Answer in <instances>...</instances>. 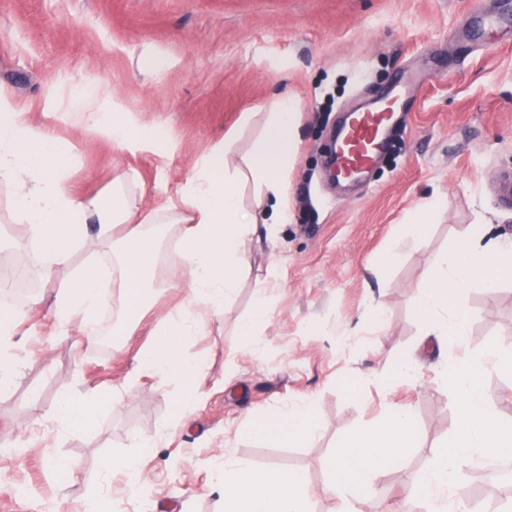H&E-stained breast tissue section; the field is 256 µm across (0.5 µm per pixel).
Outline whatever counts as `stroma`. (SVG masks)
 <instances>
[{
  "label": "stroma",
  "instance_id": "1",
  "mask_svg": "<svg viewBox=\"0 0 512 512\" xmlns=\"http://www.w3.org/2000/svg\"><path fill=\"white\" fill-rule=\"evenodd\" d=\"M477 0H0V89L36 124L75 142L70 184L98 193L122 172L140 177L144 207L176 198L196 160L228 132L240 163L281 95L300 112L297 157L288 182L290 223L272 240L244 245L247 265L223 317L185 346L202 360L201 399L169 435L175 382L135 372V357L180 301L183 272L169 260L171 287L123 339L122 350L87 340L79 322L57 326L54 292L19 303L12 338L19 371L0 387V512H40L45 500L79 512L103 494L105 512H214L215 472L224 463L305 473L315 489L306 512H427L408 486L455 424L451 400L433 389L449 357L488 347L512 353V278L495 294L460 295L468 313L463 346L436 348L415 308L437 255L485 227L512 239V0H486L497 27L477 20ZM158 49L162 81L138 67ZM407 80L411 109L366 186L332 182L328 150L341 116ZM108 87L170 144L131 152L78 135L62 108L78 90ZM253 122L240 127L242 113ZM437 206L425 233L405 237L412 213ZM397 245L389 269L381 264ZM264 299L269 316L255 345L242 347L241 320ZM384 317L375 321L376 303ZM421 364L417 384L387 382L397 357ZM95 387L111 406L56 435L62 396ZM316 405L318 432L281 445L252 433L260 417L303 399ZM409 403L418 445L380 479L374 499L342 501L324 487V461L349 435L380 425ZM156 442L141 466L144 495L126 493L106 458L132 454L133 438ZM24 453H14L20 442ZM70 463L67 472L55 464Z\"/></svg>",
  "mask_w": 512,
  "mask_h": 512
}]
</instances>
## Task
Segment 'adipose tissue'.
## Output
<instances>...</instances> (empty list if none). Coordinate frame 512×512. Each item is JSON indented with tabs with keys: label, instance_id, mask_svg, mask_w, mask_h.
I'll return each mask as SVG.
<instances>
[{
	"label": "adipose tissue",
	"instance_id": "ef3b65f1",
	"mask_svg": "<svg viewBox=\"0 0 512 512\" xmlns=\"http://www.w3.org/2000/svg\"><path fill=\"white\" fill-rule=\"evenodd\" d=\"M67 122L129 151L149 150L166 140L162 128L141 125L133 113L119 111L104 89L79 99L69 109ZM298 129L295 105L281 99L267 113L261 138L241 163L230 164L233 137L225 135L223 143L198 159L177 199L146 211L136 195L138 176L132 170L113 181L106 192L75 194L68 183L74 144L62 141L51 127L28 121L11 95L0 90V187L12 192L11 221L28 227L27 238L13 241L11 247L18 252L32 248L43 255L39 275L43 282L58 286L53 308L58 324L79 320L84 336L91 338L99 334L100 315L110 307L100 266L77 270L71 265L85 241L109 249L112 281L125 296L124 310L112 319L116 336L122 334L125 321L165 290L167 283L158 267L167 252L175 251L181 261L184 298L168 311L154 340L137 359L140 372L181 383L175 412L162 424V431L173 429L201 395L185 380L198 377L202 365L188 358L183 348L223 314L245 266L244 239L272 234L275 225L290 221L288 174ZM246 182L254 187L258 211L247 210L242 203L240 187ZM511 276L512 241L487 242L482 236L465 234L436 259L432 275L417 292V314L426 327L463 341L461 322L467 314L456 306V298L471 288L496 292L499 281ZM490 364L511 368L512 354L490 348L447 362L436 377L438 389L454 403L456 426L413 486L432 512H447V494L457 485L464 466L512 460V421L497 415L481 380ZM104 405L97 389H73L59 402L54 432L74 428L76 412L89 417ZM316 432L309 400L265 413L257 430L259 436L284 444L310 441ZM416 443L411 409L393 407L380 427L351 434L326 461L328 491L338 497L375 495L380 478ZM217 483L219 512H304L313 492L305 474L274 468L228 464Z\"/></svg>",
	"mask_w": 512,
	"mask_h": 512
}]
</instances>
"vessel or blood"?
<instances>
[{"label": "vessel or blood", "mask_w": 512, "mask_h": 512, "mask_svg": "<svg viewBox=\"0 0 512 512\" xmlns=\"http://www.w3.org/2000/svg\"><path fill=\"white\" fill-rule=\"evenodd\" d=\"M404 91L402 84H395L372 108L348 113L336 140L333 176L337 182L361 178L387 150L398 119L396 105Z\"/></svg>", "instance_id": "b4317fda"}]
</instances>
